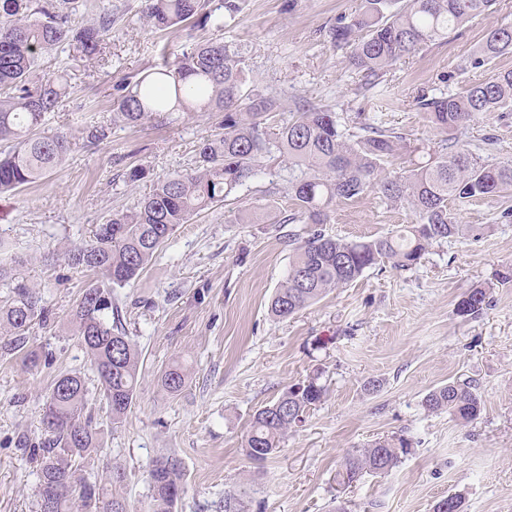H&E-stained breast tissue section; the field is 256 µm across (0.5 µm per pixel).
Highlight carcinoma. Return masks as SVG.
<instances>
[{
  "label": "carcinoma",
  "instance_id": "cac0c4a2",
  "mask_svg": "<svg viewBox=\"0 0 512 512\" xmlns=\"http://www.w3.org/2000/svg\"><path fill=\"white\" fill-rule=\"evenodd\" d=\"M496 0H364L359 13L340 17L328 30L331 44L347 50V62L372 77L398 60L448 37L466 21L491 11ZM72 0H0V194L12 193L56 170L71 142L64 133H47L45 116L68 95L64 72L43 75L28 87L40 56L64 44L84 55L97 53L112 35V13L102 12L80 25L72 18ZM240 11L239 0H144L143 19L158 31L186 32V44L173 62L116 86L112 121L137 127L175 112H221L224 132L200 143L193 169L158 180L155 188L128 211L98 224L89 241L65 251L67 263L96 272L98 278L80 296L72 312L73 335L86 350L99 381L107 418L122 422L136 398L141 352L115 316V290L137 279L176 229L235 193L255 175V159L276 153L288 162L286 222L312 225L293 250L285 281L276 289L270 312L288 318L343 288L365 270L389 262L406 270L433 243L459 234L448 208L455 200H487L512 189V159L493 162L465 148L461 136L483 114L512 112V69L499 70L454 94L416 100L442 138L428 147L429 159L400 171L384 164L404 147L405 137L384 126L366 128L357 139L338 129L327 106L307 108L286 122L279 103L258 89L243 91L246 54L238 45L198 40L191 30L224 29V19ZM512 54V24L487 32L465 67L480 68ZM369 190L405 203L415 224L385 236L342 241L323 233L330 212ZM0 241V352L20 357L34 368L39 356L29 330L49 325L50 315L31 283L20 276L22 260L4 258ZM491 287L475 286L457 303V315L476 318L489 306ZM189 374L180 363L167 367L161 385L171 394L186 386ZM326 389L310 378L286 387L273 403L257 409L244 452L264 462L279 449L288 431L304 421ZM92 404L84 378L63 374L50 387L42 407L48 433L36 450V512H127L124 500L107 497L95 482L76 479L77 462L102 448L101 429L87 412ZM422 405L462 422L479 418L482 402L469 383L450 381L428 392ZM403 436L379 438L345 457L336 473L340 484L365 475L386 476L410 454ZM176 459H156L150 470L151 512H174L183 492V474L168 468Z\"/></svg>",
  "mask_w": 512,
  "mask_h": 512
}]
</instances>
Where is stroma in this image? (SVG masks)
I'll return each mask as SVG.
<instances>
[{
    "mask_svg": "<svg viewBox=\"0 0 512 512\" xmlns=\"http://www.w3.org/2000/svg\"><path fill=\"white\" fill-rule=\"evenodd\" d=\"M79 2L81 21L112 12L111 38L90 58L68 45L46 53L32 76L37 82L45 73L68 74L71 94L47 114L45 128L70 134L72 150L39 182L0 196V239L22 259L23 277L51 313L49 326L30 330L39 369L0 357V512H34V450L45 439L40 410L53 380L78 374L89 388L98 386L70 334L71 311L93 276L65 264L59 249L87 241L112 213L133 208L159 177L192 168L197 146L218 132L221 120L176 112L163 124L113 122L116 84L180 54L185 37L145 26L143 0ZM362 6L363 0H243L222 36L244 48L247 87L275 96L281 119L301 104L326 105L342 132L392 128L408 143L393 167L406 169L425 161L424 146L439 137L415 104L419 96L458 93L512 68L509 54L459 69L489 29L512 23V0H497L494 12L403 57L374 88L326 37L337 18ZM92 119L111 125L108 139L96 145L82 138ZM464 144L495 159L512 157V112L477 117ZM133 167L145 171L135 182L127 178ZM256 168L237 200L181 225L140 277L118 289L122 323L142 352L137 396L121 424L96 411L104 448L81 461L78 476L111 486L129 512H148L151 462L170 452L183 468L176 512H224L228 495L245 512H331L337 500L348 512H433L451 494L461 497L463 512H512V285L494 286L477 318L456 313L470 288L512 267V220L501 217L512 209V194L450 202L462 233L435 243L411 269L369 268L353 284L280 319L269 303L288 274L294 242L309 227L277 221L288 209L287 162L263 155ZM415 221L407 205L369 191L337 204L323 231L367 240ZM175 361L187 366L190 379L171 394L159 378ZM313 375L326 389L324 400L273 458L248 459L243 445L255 410ZM371 380L377 390L368 389ZM453 380L475 384L484 403L478 419L463 423L423 408L430 390ZM395 435L409 438L412 452L391 474L337 483L348 453ZM115 464L125 471L116 486Z\"/></svg>",
    "mask_w": 512,
    "mask_h": 512,
    "instance_id": "35a3bbf8",
    "label": "stroma"
}]
</instances>
